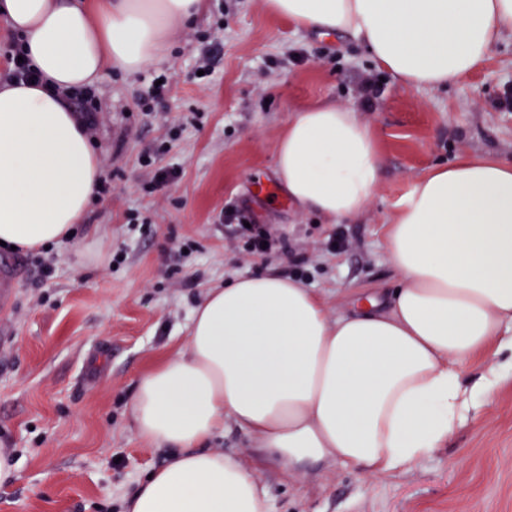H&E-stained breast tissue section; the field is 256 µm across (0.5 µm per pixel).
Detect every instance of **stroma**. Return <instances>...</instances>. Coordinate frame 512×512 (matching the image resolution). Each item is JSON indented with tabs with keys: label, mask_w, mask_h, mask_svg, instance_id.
<instances>
[{
	"label": "stroma",
	"mask_w": 512,
	"mask_h": 512,
	"mask_svg": "<svg viewBox=\"0 0 512 512\" xmlns=\"http://www.w3.org/2000/svg\"><path fill=\"white\" fill-rule=\"evenodd\" d=\"M204 47L215 61L208 80L195 74ZM298 50L305 59L296 65ZM377 71L352 35L299 29L264 0H208L173 31L163 59L133 74L103 73L90 91L92 139L111 190L95 197L83 233L105 243L107 259L75 264L70 242L46 252L0 247V259L22 263L0 308V453L16 463L15 479L0 487V512H121L160 462L128 404L139 378L186 345L191 311L209 289L272 269L323 295L330 314L350 312L356 295L397 280L385 226L419 176L463 154L512 161V32L465 81L408 89L388 73L373 106L361 107L357 85ZM162 73L173 86L144 116L139 96ZM321 100L370 124L382 164L369 208L337 224L301 212L284 193L252 192L254 182L276 184L281 134L298 109ZM165 140L172 149L157 164L179 173L152 193L139 159ZM229 200L284 234L300 262L242 258L224 238ZM333 235L342 245L331 252ZM48 259L54 275L38 283L33 271ZM253 475L263 512H512V381L409 469L377 477L321 464L285 478L264 466Z\"/></svg>",
	"instance_id": "35a3bbf8"
}]
</instances>
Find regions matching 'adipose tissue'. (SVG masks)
Returning a JSON list of instances; mask_svg holds the SVG:
<instances>
[{
  "instance_id": "adipose-tissue-1",
  "label": "adipose tissue",
  "mask_w": 512,
  "mask_h": 512,
  "mask_svg": "<svg viewBox=\"0 0 512 512\" xmlns=\"http://www.w3.org/2000/svg\"><path fill=\"white\" fill-rule=\"evenodd\" d=\"M299 28L359 38L408 88L468 78L512 31V0H265ZM205 0H0L40 85L0 82V241L37 250L74 240L100 158L63 91L116 67L139 71ZM291 202L333 224L366 211L381 176L370 125L353 110L303 107L277 144ZM398 279L386 300L331 316L323 296L275 271L212 288L185 349L146 372L129 405L164 455L123 512H263L252 466L289 476L336 463L375 476L444 443L476 398L512 377L490 367L471 389L460 369L512 352V164L459 156L416 179L386 227ZM234 425L250 458L205 449Z\"/></svg>"
}]
</instances>
